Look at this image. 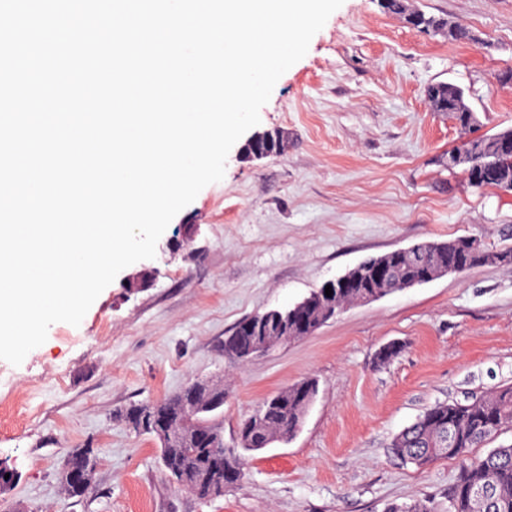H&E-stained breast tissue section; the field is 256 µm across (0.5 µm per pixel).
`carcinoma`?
I'll return each mask as SVG.
<instances>
[{"label":"carcinoma","instance_id":"obj_1","mask_svg":"<svg viewBox=\"0 0 512 512\" xmlns=\"http://www.w3.org/2000/svg\"><path fill=\"white\" fill-rule=\"evenodd\" d=\"M413 27L433 34H445L453 41L472 40L470 30L462 25L450 26L440 17L416 10ZM431 110L448 112L462 128L470 126L472 111L464 101L463 92L455 86L426 94ZM512 139V129L506 128L480 140L479 156L474 167L481 170L487 187L500 186L503 175L512 180V149L501 148L505 139ZM424 262L418 263L409 255L395 262L385 295H391L406 283L414 281L426 271L443 265H457L466 272L483 265L512 267V247L499 250L479 248L465 250L460 240L448 242H418ZM363 288H344L336 298V312L363 302ZM326 316L323 306L314 302L305 308L304 323L288 333L291 340L308 336L323 326ZM231 343L224 344V353L231 359L245 361L250 358L252 337L240 321L229 335ZM306 399L299 389L291 386L266 398L260 409L263 419L258 428L238 445L220 443L215 447L162 448L160 455H178L174 464L184 468H202L215 483L228 481V472L241 462L238 448L256 450L259 444L269 442L284 432L300 427ZM193 429L223 433L218 415L211 417L201 412L187 420ZM506 430L512 431V386L502 387L488 396L477 397L467 403H437L426 409L409 427L399 433L392 443L393 453L406 463L419 468L438 459H457L461 462L460 475L448 495V503L430 499L407 504H393L388 512H512V444L500 445L481 457H471L470 451L496 438ZM63 461L72 469L95 468L98 457L91 448H72ZM489 484L495 491L494 503L485 506L473 496L474 488Z\"/></svg>","mask_w":512,"mask_h":512}]
</instances>
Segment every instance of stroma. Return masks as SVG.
<instances>
[{"instance_id":"obj_1","label":"stroma","mask_w":512,"mask_h":512,"mask_svg":"<svg viewBox=\"0 0 512 512\" xmlns=\"http://www.w3.org/2000/svg\"><path fill=\"white\" fill-rule=\"evenodd\" d=\"M465 25L460 43L417 31L381 0H344L277 81L258 131L283 151L229 152L225 175L168 225L154 258L122 270L80 325L50 326L21 365L0 360V459L18 474L0 512H386L445 501L461 463L419 469L393 438L430 406L512 384V267L449 274L345 310L313 335L242 364L224 338L243 319L295 304L365 257L421 240L512 246V194L472 188L448 153L512 127V0H405ZM465 91L462 129L432 111L428 86ZM148 274L145 288L129 278ZM397 342L387 364L376 355ZM318 394L291 440L247 455L222 497L167 482L156 442L126 408L203 379L224 387L225 440L261 401L302 379ZM95 449L83 497L61 461Z\"/></svg>"}]
</instances>
